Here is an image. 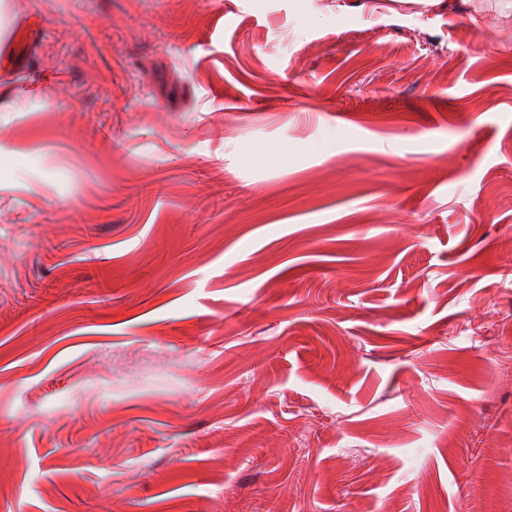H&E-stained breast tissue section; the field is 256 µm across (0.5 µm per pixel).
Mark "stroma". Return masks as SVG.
<instances>
[{
	"label": "stroma",
	"instance_id": "stroma-1",
	"mask_svg": "<svg viewBox=\"0 0 512 512\" xmlns=\"http://www.w3.org/2000/svg\"><path fill=\"white\" fill-rule=\"evenodd\" d=\"M480 5L0 0V512H512Z\"/></svg>",
	"mask_w": 512,
	"mask_h": 512
}]
</instances>
